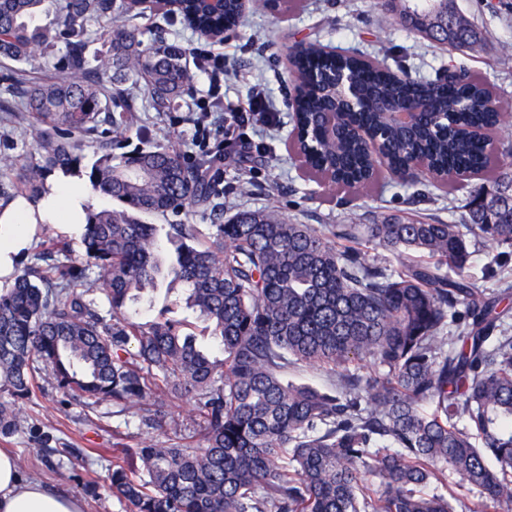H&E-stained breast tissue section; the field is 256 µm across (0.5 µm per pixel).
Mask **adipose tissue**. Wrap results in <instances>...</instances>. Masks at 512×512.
<instances>
[{
  "mask_svg": "<svg viewBox=\"0 0 512 512\" xmlns=\"http://www.w3.org/2000/svg\"><path fill=\"white\" fill-rule=\"evenodd\" d=\"M90 191L77 171L51 176L39 198L19 197L0 207V278L13 273L40 224L86 223ZM0 512H83L79 498L49 492L23 479L14 455L0 448Z\"/></svg>",
  "mask_w": 512,
  "mask_h": 512,
  "instance_id": "ef3b65f1",
  "label": "adipose tissue"
}]
</instances>
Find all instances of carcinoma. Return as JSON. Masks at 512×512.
Returning a JSON list of instances; mask_svg holds the SVG:
<instances>
[{
  "label": "carcinoma",
  "instance_id": "obj_1",
  "mask_svg": "<svg viewBox=\"0 0 512 512\" xmlns=\"http://www.w3.org/2000/svg\"><path fill=\"white\" fill-rule=\"evenodd\" d=\"M43 2L0 0V58L30 65L34 46L60 38L68 46L56 80L21 92L42 157L22 174L33 193L48 173L80 166L76 135L106 124L117 137L128 132L111 107L131 112L139 98L168 108L189 79L184 49L144 47L132 24L140 0L117 13L113 0H64L54 29L32 25ZM183 2L199 26L237 25L239 0H224L215 17L206 0ZM385 2L404 22L416 19L414 31L428 40L452 17L449 48L470 54L484 45L455 0ZM91 18L121 22L103 57L88 53ZM295 69L292 119L308 133L311 170L365 172L367 149L353 132L362 123L381 133L394 170L418 155L436 170L491 172L475 192L484 200L466 201L456 222L389 214L377 224H338L329 236L273 209L241 211L215 225L210 242L193 224L140 219L207 203L208 162L189 166L164 145L116 162L112 142L100 140L89 183L123 209L88 215L80 262L30 263L0 289V435L22 428L23 403L48 379L89 406L127 411L154 400L148 424L176 442L143 443L136 468L113 464L112 495L130 512H457L445 495L428 493L432 483L448 484L450 470L512 512V336L500 300L470 273L472 246L512 247V164L494 165L468 135L500 129L499 115L483 106L490 89L463 66L449 67L444 85L395 80L365 55L330 56L312 42ZM340 73L357 78L365 95L336 139L324 140L320 113L334 101L323 91ZM415 99L428 112L409 131L378 112L382 100L404 107ZM364 242L394 252L397 267L367 261ZM94 282L105 311L91 297ZM160 283L187 288L188 307L221 338L224 358L202 351L179 322L129 317L128 303ZM290 362L330 369L338 388L284 380ZM362 362L375 372L350 369ZM171 395L194 400L188 434L167 420Z\"/></svg>",
  "mask_w": 512,
  "mask_h": 512
}]
</instances>
